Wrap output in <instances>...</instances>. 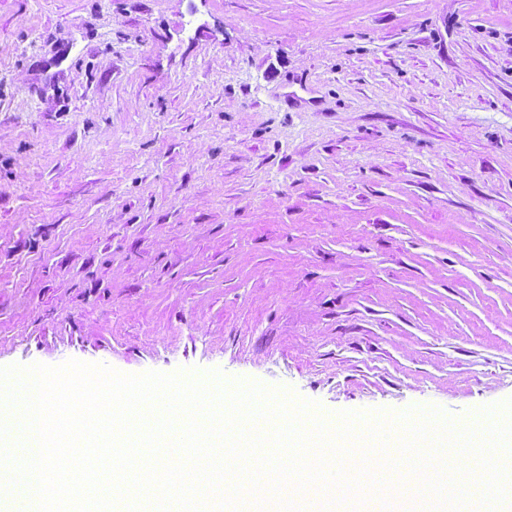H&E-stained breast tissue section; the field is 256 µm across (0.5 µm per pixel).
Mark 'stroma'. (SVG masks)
Returning <instances> with one entry per match:
<instances>
[{
	"instance_id": "obj_1",
	"label": "stroma",
	"mask_w": 512,
	"mask_h": 512,
	"mask_svg": "<svg viewBox=\"0 0 512 512\" xmlns=\"http://www.w3.org/2000/svg\"><path fill=\"white\" fill-rule=\"evenodd\" d=\"M512 399V0H0V368Z\"/></svg>"
}]
</instances>
